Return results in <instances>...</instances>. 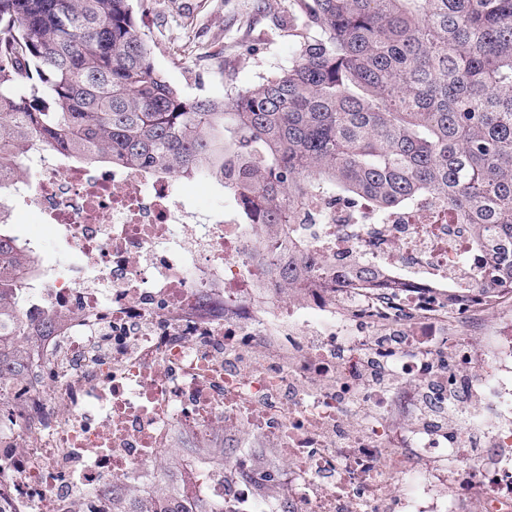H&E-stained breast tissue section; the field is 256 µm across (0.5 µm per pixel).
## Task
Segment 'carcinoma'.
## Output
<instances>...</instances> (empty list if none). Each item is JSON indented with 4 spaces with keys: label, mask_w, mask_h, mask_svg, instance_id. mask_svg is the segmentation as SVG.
Returning a JSON list of instances; mask_svg holds the SVG:
<instances>
[{
    "label": "carcinoma",
    "mask_w": 512,
    "mask_h": 512,
    "mask_svg": "<svg viewBox=\"0 0 512 512\" xmlns=\"http://www.w3.org/2000/svg\"><path fill=\"white\" fill-rule=\"evenodd\" d=\"M288 64L222 98L186 97L153 65L131 0H0V194L44 148L92 167L207 175L280 260L283 226L333 196L378 214L434 198L488 252L473 291L512 292V0H297ZM0 212V389L25 369ZM322 273L313 257L280 282ZM346 277L376 285L362 262Z\"/></svg>",
    "instance_id": "1"
}]
</instances>
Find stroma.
<instances>
[{
  "instance_id": "obj_1",
  "label": "stroma",
  "mask_w": 512,
  "mask_h": 512,
  "mask_svg": "<svg viewBox=\"0 0 512 512\" xmlns=\"http://www.w3.org/2000/svg\"><path fill=\"white\" fill-rule=\"evenodd\" d=\"M292 0H154L137 12L136 23L151 41L155 68L188 97L224 96L247 88L287 64L297 41ZM178 197L202 209H222L227 196L217 182L200 176L174 181ZM42 235L43 260L79 266L78 255L61 244L37 215L17 210L10 226Z\"/></svg>"
}]
</instances>
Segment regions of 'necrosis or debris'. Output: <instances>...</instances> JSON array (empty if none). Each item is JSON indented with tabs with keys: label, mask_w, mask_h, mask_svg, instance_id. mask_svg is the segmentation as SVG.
<instances>
[{
	"label": "necrosis or debris",
	"mask_w": 512,
	"mask_h": 512,
	"mask_svg": "<svg viewBox=\"0 0 512 512\" xmlns=\"http://www.w3.org/2000/svg\"><path fill=\"white\" fill-rule=\"evenodd\" d=\"M23 166L9 197L88 273H18L17 311L52 330L0 397V512H165L170 468L225 512H512V295L440 289L472 278L467 225L428 201L380 220L317 201L294 235L326 271L278 290L257 225L187 212L166 176ZM355 256L402 292L350 286ZM238 437L276 468L205 456Z\"/></svg>",
	"instance_id": "obj_1"
}]
</instances>
